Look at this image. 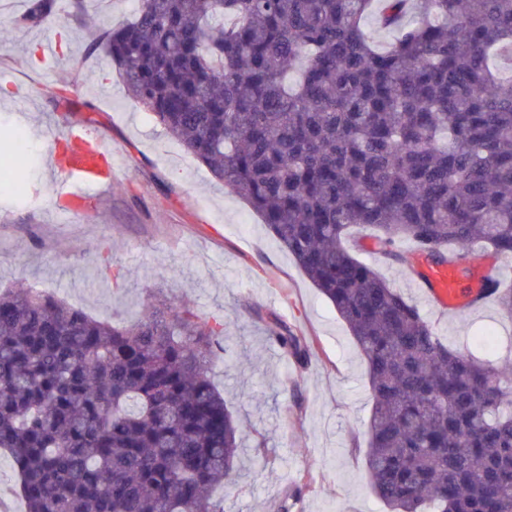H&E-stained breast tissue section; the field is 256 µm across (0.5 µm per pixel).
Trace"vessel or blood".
<instances>
[{"mask_svg":"<svg viewBox=\"0 0 512 512\" xmlns=\"http://www.w3.org/2000/svg\"><path fill=\"white\" fill-rule=\"evenodd\" d=\"M115 152L90 134L83 126H72L69 139L53 155L54 169L67 177L63 196L86 201L95 188L112 181ZM457 260L423 269L414 267L410 275L423 299L440 316L456 314L484 306L489 296L483 286L466 294L456 287Z\"/></svg>","mask_w":512,"mask_h":512,"instance_id":"1","label":"vessel or blood"}]
</instances>
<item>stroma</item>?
Returning <instances> with one entry per match:
<instances>
[{
  "label": "stroma",
  "mask_w": 512,
  "mask_h": 512,
  "mask_svg": "<svg viewBox=\"0 0 512 512\" xmlns=\"http://www.w3.org/2000/svg\"><path fill=\"white\" fill-rule=\"evenodd\" d=\"M136 0H91L87 15L61 13L40 29L15 30L23 0H0V128L37 145L34 165L0 145V289L25 282L92 317L133 320L161 299L226 323L210 376L242 426L233 481L218 488L225 512H385L364 474L371 396L365 364L332 303L268 234L245 201L128 95L92 41ZM44 65L29 46L57 42ZM116 149L119 166L98 211L62 220L49 169L55 142L73 124ZM274 315L313 344L298 369L258 314ZM452 347L512 370L500 344L512 319L496 304L435 323Z\"/></svg>",
  "instance_id": "35a3bbf8"
}]
</instances>
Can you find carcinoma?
<instances>
[{
    "label": "carcinoma",
    "mask_w": 512,
    "mask_h": 512,
    "mask_svg": "<svg viewBox=\"0 0 512 512\" xmlns=\"http://www.w3.org/2000/svg\"><path fill=\"white\" fill-rule=\"evenodd\" d=\"M59 0H26L18 25ZM394 34L377 44L368 17ZM152 119L261 218L347 325L387 512H512V372L448 346L386 264L408 242L512 258V0H140L95 45ZM486 289L512 316V284ZM227 326L187 305L116 327L0 291V449L26 512H224L242 450L209 376ZM272 339L300 369L312 345Z\"/></svg>",
    "instance_id": "cac0c4a2"
}]
</instances>
